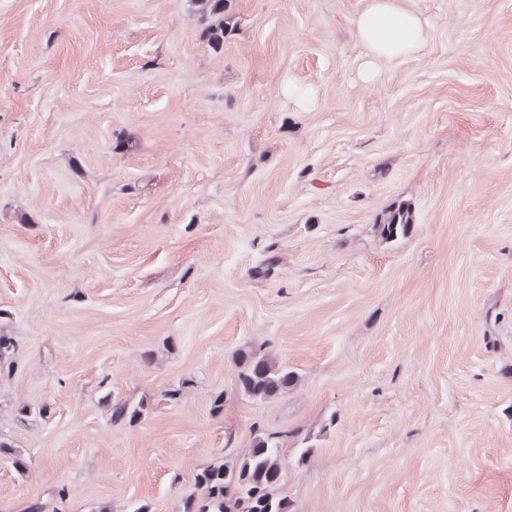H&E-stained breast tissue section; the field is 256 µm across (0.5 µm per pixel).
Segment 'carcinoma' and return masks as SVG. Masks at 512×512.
<instances>
[{
    "instance_id": "carcinoma-1",
    "label": "carcinoma",
    "mask_w": 512,
    "mask_h": 512,
    "mask_svg": "<svg viewBox=\"0 0 512 512\" xmlns=\"http://www.w3.org/2000/svg\"><path fill=\"white\" fill-rule=\"evenodd\" d=\"M206 20L200 36L217 49L224 43L225 8L228 0H194ZM414 216L411 208L399 206L382 214L377 231L384 240L405 236ZM296 377L258 351H243L237 357V386L249 399L267 400L288 390ZM141 409L124 402L112 405V418L132 423ZM280 440L275 434H257L250 447L235 460L207 468L195 477L197 493L183 501V512H288L286 499L275 494L282 479Z\"/></svg>"
}]
</instances>
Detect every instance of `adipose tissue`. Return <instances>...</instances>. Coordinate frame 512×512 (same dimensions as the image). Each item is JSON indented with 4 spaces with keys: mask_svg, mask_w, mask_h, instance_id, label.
<instances>
[{
    "mask_svg": "<svg viewBox=\"0 0 512 512\" xmlns=\"http://www.w3.org/2000/svg\"><path fill=\"white\" fill-rule=\"evenodd\" d=\"M355 34L365 46L364 78H372L377 63L418 52L427 27L416 13L399 6L397 0H369L356 22Z\"/></svg>",
    "mask_w": 512,
    "mask_h": 512,
    "instance_id": "ef3b65f1",
    "label": "adipose tissue"
}]
</instances>
